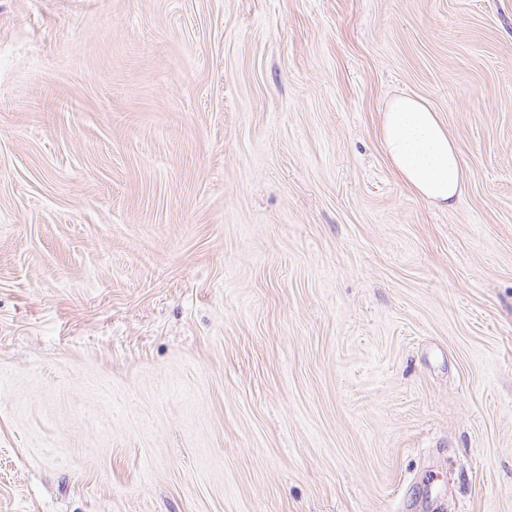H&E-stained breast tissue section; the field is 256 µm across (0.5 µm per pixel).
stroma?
<instances>
[{
	"label": "stroma",
	"instance_id": "stroma-1",
	"mask_svg": "<svg viewBox=\"0 0 512 512\" xmlns=\"http://www.w3.org/2000/svg\"><path fill=\"white\" fill-rule=\"evenodd\" d=\"M0 512H512V0H0ZM380 139L390 164L414 194L440 207L461 196L466 175L460 152L423 99H393L383 113Z\"/></svg>",
	"mask_w": 512,
	"mask_h": 512
}]
</instances>
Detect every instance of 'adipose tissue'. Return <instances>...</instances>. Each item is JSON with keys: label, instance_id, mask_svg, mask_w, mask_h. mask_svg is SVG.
Listing matches in <instances>:
<instances>
[{"label": "adipose tissue", "instance_id": "adipose-tissue-1", "mask_svg": "<svg viewBox=\"0 0 512 512\" xmlns=\"http://www.w3.org/2000/svg\"><path fill=\"white\" fill-rule=\"evenodd\" d=\"M380 139L390 164L414 194L441 207L461 196L466 175L460 152L423 99H393L383 114Z\"/></svg>", "mask_w": 512, "mask_h": 512}]
</instances>
